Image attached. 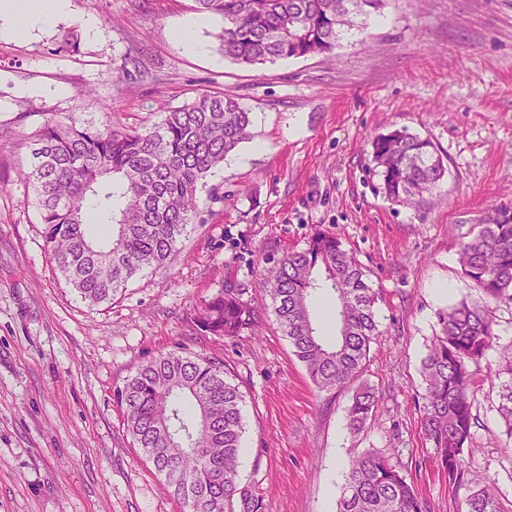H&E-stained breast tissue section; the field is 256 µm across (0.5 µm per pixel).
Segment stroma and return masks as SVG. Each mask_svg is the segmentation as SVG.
<instances>
[{"label": "stroma", "instance_id": "1", "mask_svg": "<svg viewBox=\"0 0 512 512\" xmlns=\"http://www.w3.org/2000/svg\"><path fill=\"white\" fill-rule=\"evenodd\" d=\"M199 21L196 54L175 28ZM220 17L192 0H69L53 25L0 38V512H182L125 426L117 392L136 368L178 352L224 364L243 394L242 484L265 512H337L351 459L375 450L405 471L431 512H464L467 489L512 504V437L501 411L512 301L490 305L497 340L474 365L464 487L420 429L422 362L439 315L482 296L459 261L488 214L512 207V0H383L329 53L243 67L226 58ZM139 63L146 77L123 76ZM93 87L97 104L81 96ZM236 96L251 137L207 178L219 196L167 270L144 269L92 306L54 269L17 175L49 116L140 129L201 92ZM26 120H19V113ZM407 128L446 173L417 205L388 199L371 140ZM335 233L380 295L361 381L378 405L361 432L352 392L318 391L267 314L260 335L202 336L192 307L265 257ZM446 285L448 293L434 290Z\"/></svg>", "mask_w": 512, "mask_h": 512}]
</instances>
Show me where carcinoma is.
Returning <instances> with one entry per match:
<instances>
[{
	"label": "carcinoma",
	"mask_w": 512,
	"mask_h": 512,
	"mask_svg": "<svg viewBox=\"0 0 512 512\" xmlns=\"http://www.w3.org/2000/svg\"><path fill=\"white\" fill-rule=\"evenodd\" d=\"M218 15L224 56L255 66L330 52L343 32L382 0H194ZM250 113L231 94L202 92L143 130L53 116L32 133L19 168L56 270L91 305L110 303L141 269H166L195 222L199 193L226 156L250 139ZM374 170L390 198L414 203L445 174L434 144L395 129L371 142ZM464 269L484 299L512 300V208L500 207L461 246ZM258 287L313 384L325 391L358 378L378 335L377 292L338 238L316 231L306 247L266 258ZM249 288L228 282L201 301L188 325L208 336L257 334L260 310ZM324 303L336 334L319 335L314 304ZM440 332L423 360L426 393L420 425L448 479L461 482L462 450L472 439L471 395L479 363L495 339L486 308L461 302L439 316ZM132 445L165 477L184 512H265L261 495L241 483L243 395L224 363L168 353L137 367L117 393ZM377 404L363 387L349 408L361 431ZM339 512H428L401 467L376 451L355 456ZM465 512H509L481 488Z\"/></svg>",
	"instance_id": "obj_1"
}]
</instances>
